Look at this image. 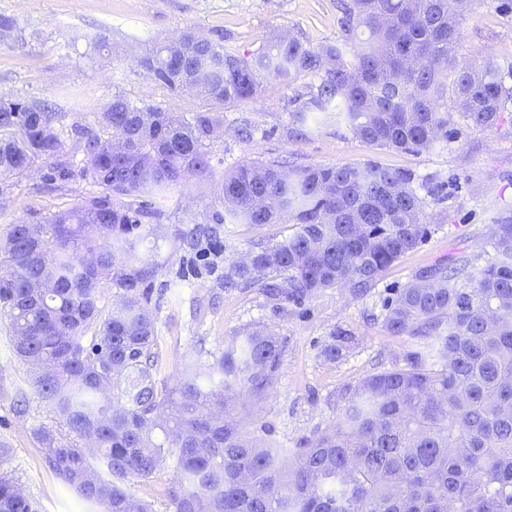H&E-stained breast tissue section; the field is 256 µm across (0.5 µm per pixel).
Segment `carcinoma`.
Here are the masks:
<instances>
[{
    "label": "carcinoma",
    "mask_w": 512,
    "mask_h": 512,
    "mask_svg": "<svg viewBox=\"0 0 512 512\" xmlns=\"http://www.w3.org/2000/svg\"><path fill=\"white\" fill-rule=\"evenodd\" d=\"M472 2L340 0L339 42L278 36L249 59L186 30L139 65L168 92L203 99L188 118L115 96L95 125L68 128L45 105L0 99V194L43 159L54 160L46 181L58 188L73 175L60 159L71 134L79 176L102 188L43 224L13 225L0 242V315L59 420L40 431L44 460L98 512H151L126 482L169 464L174 512H512V211L477 276L437 263L396 290L384 328L410 341L402 365L347 386L336 423L285 462L270 427L247 430L237 408L264 399L279 369L283 346L266 326L200 347L177 386L157 385L160 264L139 256L134 235L164 215L153 198L209 176L224 110L261 97L270 77L291 91L292 139L307 135L314 112H341L364 143L412 153L448 139L458 118L494 124L512 85L496 64L458 56ZM19 37L0 15V40ZM284 167L239 166L224 175L209 222L174 229L197 249L225 224L293 225L225 266L226 286L257 284L278 308L326 288L361 298L431 234L409 170ZM105 279L116 305L103 302ZM0 512H36L3 472Z\"/></svg>",
    "instance_id": "cac0c4a2"
}]
</instances>
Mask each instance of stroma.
Returning <instances> with one entry per match:
<instances>
[{
  "mask_svg": "<svg viewBox=\"0 0 512 512\" xmlns=\"http://www.w3.org/2000/svg\"><path fill=\"white\" fill-rule=\"evenodd\" d=\"M337 0H0V15L13 17L24 38L0 41V95L45 102L61 112L63 125L94 123L112 96L121 95L173 112L191 113L200 99L159 87L137 59L153 41L185 29L223 37L240 54L252 55L278 32L302 36L310 45L335 42L340 30ZM459 55L473 66L497 63L512 75V0H474L461 22ZM293 106L289 91L269 83L257 101L226 110L224 133L208 147L212 174L176 187L161 206L166 227L185 216L205 221L225 173L242 164L281 161L288 166L364 165L374 162L415 175L432 224L428 240L395 263L363 298L327 289L303 303L275 309L259 285L228 289L224 267L257 246L288 235L285 224H228L220 247L195 251L157 241L152 225L139 229L138 252L152 257L160 243L163 267L155 280L158 308L159 385L172 387L199 347L216 349L246 327L262 322L279 336L284 352L268 395L251 409L268 424L284 449L334 423L345 386L401 364L406 337L383 327L384 304L420 269L456 261L467 273L492 254L489 240L504 211L512 209V103L492 126L458 123L453 138L418 152L371 146L357 139L341 114H310L308 134L291 139L286 127ZM251 140L238 138L242 125ZM50 161H38L0 195V241L13 224L43 223L53 213L81 206L97 188L80 176L48 190ZM352 340L336 360L323 349L336 329ZM50 403L32 374L14 356L0 323V470L18 479L36 512H91L45 465L37 439L55 425Z\"/></svg>",
  "mask_w": 512,
  "mask_h": 512,
  "instance_id": "stroma-1",
  "label": "stroma"
}]
</instances>
